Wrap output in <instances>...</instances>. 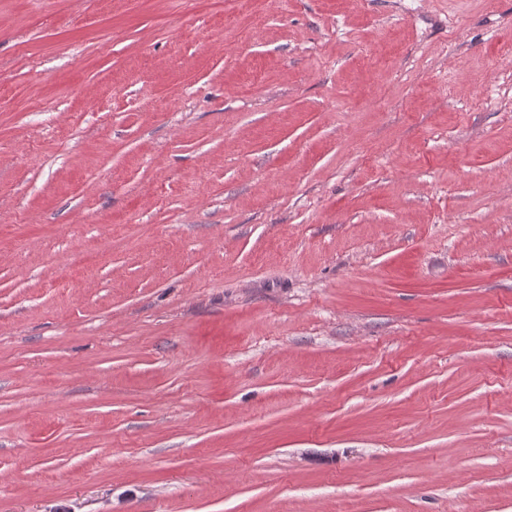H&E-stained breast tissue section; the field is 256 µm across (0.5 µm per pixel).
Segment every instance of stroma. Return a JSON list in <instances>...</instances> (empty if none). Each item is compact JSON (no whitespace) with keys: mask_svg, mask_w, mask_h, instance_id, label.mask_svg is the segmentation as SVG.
<instances>
[{"mask_svg":"<svg viewBox=\"0 0 512 512\" xmlns=\"http://www.w3.org/2000/svg\"><path fill=\"white\" fill-rule=\"evenodd\" d=\"M0 512H512V0H0Z\"/></svg>","mask_w":512,"mask_h":512,"instance_id":"35a3bbf8","label":"stroma"}]
</instances>
